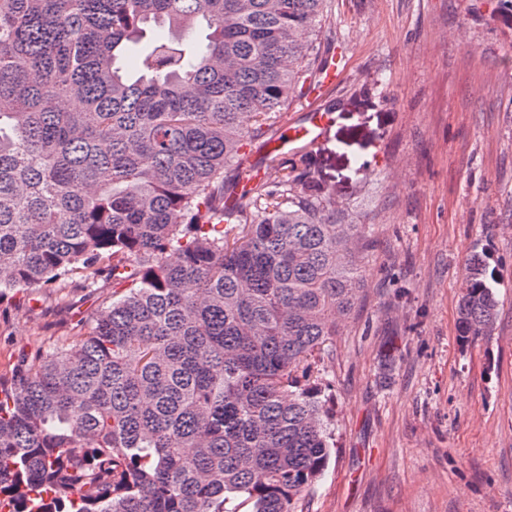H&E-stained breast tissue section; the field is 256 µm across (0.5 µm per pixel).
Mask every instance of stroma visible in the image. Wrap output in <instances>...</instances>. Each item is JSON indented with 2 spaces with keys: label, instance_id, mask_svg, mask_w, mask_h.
Segmentation results:
<instances>
[{
  "label": "stroma",
  "instance_id": "35a3bbf8",
  "mask_svg": "<svg viewBox=\"0 0 512 512\" xmlns=\"http://www.w3.org/2000/svg\"><path fill=\"white\" fill-rule=\"evenodd\" d=\"M315 175L372 228L358 302L324 354L334 449L303 512H512V6L329 0ZM496 281L491 335L461 346L464 263ZM112 282L0 301V377L84 338Z\"/></svg>",
  "mask_w": 512,
  "mask_h": 512
}]
</instances>
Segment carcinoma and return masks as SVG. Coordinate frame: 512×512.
Returning <instances> with one entry per match:
<instances>
[{"label":"carcinoma","mask_w":512,"mask_h":512,"mask_svg":"<svg viewBox=\"0 0 512 512\" xmlns=\"http://www.w3.org/2000/svg\"><path fill=\"white\" fill-rule=\"evenodd\" d=\"M328 0H0V300L112 278L77 344L0 379L9 512H298L334 448L321 355L372 230L269 138L327 58ZM144 69L123 63L152 25ZM235 204L226 206V198ZM457 334L499 315L465 263ZM184 36V31L177 28L169 27L168 25H164L162 27H153L146 32V37L142 40V42L133 47L129 53L128 58L126 60V64L129 68H135L140 66L141 58L144 54V46L151 42L155 38H165L169 40H176L182 38ZM266 147L267 144L265 145L261 141H255L247 146L246 153L242 159V167H248L249 165L263 167L265 158L269 153L266 150ZM248 169L251 171L255 178L258 179L262 176L260 168L250 166Z\"/></svg>","instance_id":"carcinoma-1"}]
</instances>
